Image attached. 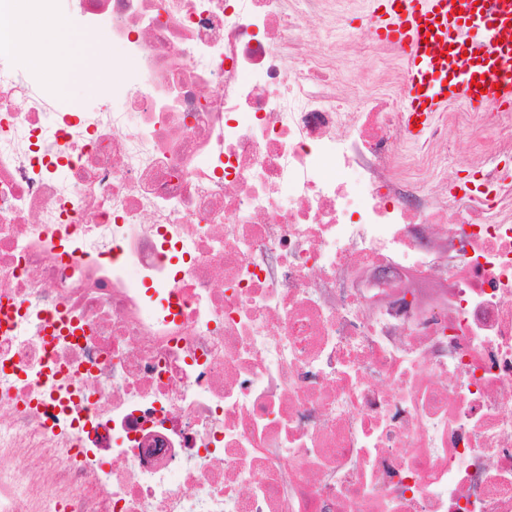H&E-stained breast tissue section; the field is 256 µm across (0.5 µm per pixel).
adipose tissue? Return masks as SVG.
<instances>
[{
	"label": "adipose tissue",
	"instance_id": "adipose-tissue-1",
	"mask_svg": "<svg viewBox=\"0 0 512 512\" xmlns=\"http://www.w3.org/2000/svg\"><path fill=\"white\" fill-rule=\"evenodd\" d=\"M14 26L17 45L28 55L32 65L46 70L58 85H65L71 72L64 61L73 40L66 21L54 17L37 22L21 14Z\"/></svg>",
	"mask_w": 512,
	"mask_h": 512
}]
</instances>
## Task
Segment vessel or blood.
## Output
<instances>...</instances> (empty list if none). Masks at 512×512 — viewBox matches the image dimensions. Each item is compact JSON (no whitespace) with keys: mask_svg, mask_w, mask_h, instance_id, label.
<instances>
[{"mask_svg":"<svg viewBox=\"0 0 512 512\" xmlns=\"http://www.w3.org/2000/svg\"><path fill=\"white\" fill-rule=\"evenodd\" d=\"M368 24L402 50L408 123L512 107V0H371Z\"/></svg>","mask_w":512,"mask_h":512,"instance_id":"vessel-or-blood-1","label":"vessel or blood"}]
</instances>
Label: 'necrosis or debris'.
<instances>
[{"label":"necrosis or debris","instance_id":"necrosis-or-debris-1","mask_svg":"<svg viewBox=\"0 0 512 512\" xmlns=\"http://www.w3.org/2000/svg\"><path fill=\"white\" fill-rule=\"evenodd\" d=\"M330 2L0 0L112 71L0 36V512H512V113L338 99ZM32 18L38 20L44 17ZM34 20L22 13H19L15 19L18 48L29 56L28 59L33 66L46 70L48 75L57 81L62 92H66L65 83L71 75V70L61 65L69 53L73 40L69 28L75 34L69 58L70 69L77 73V82L73 88L74 102L70 104L58 98L60 107L66 110L92 101L98 91V82L93 77L99 72L94 57L101 47L100 42L93 36L73 28L62 17L41 22ZM102 55L103 52L100 50L97 57L98 64ZM448 141L455 146L452 159L448 163V180L455 181L467 175L466 170L471 167V160L476 155L471 152L465 140L454 129H449ZM461 173H464V176H461Z\"/></svg>","mask_w":512,"mask_h":512}]
</instances>
